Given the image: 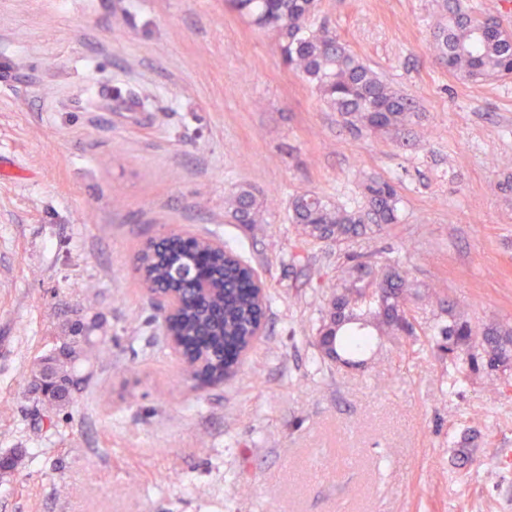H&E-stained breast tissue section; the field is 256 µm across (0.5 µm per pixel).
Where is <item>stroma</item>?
I'll return each mask as SVG.
<instances>
[{"mask_svg": "<svg viewBox=\"0 0 512 512\" xmlns=\"http://www.w3.org/2000/svg\"><path fill=\"white\" fill-rule=\"evenodd\" d=\"M456 6L512 31V0H321L314 24L415 101L372 135L226 0H0V512H512V365L462 371L425 337L353 366L314 345L347 254L399 263L420 327L512 325V77L437 59ZM371 177L397 185V223L296 251L293 194L354 208ZM241 185L265 224L227 223ZM164 225L224 241L270 298L220 386L184 381L133 271ZM91 321L102 354L46 420L34 373Z\"/></svg>", "mask_w": 512, "mask_h": 512, "instance_id": "1", "label": "stroma"}]
</instances>
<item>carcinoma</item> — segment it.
I'll list each match as a JSON object with an SVG mask.
<instances>
[{
	"label": "carcinoma",
	"instance_id": "obj_1",
	"mask_svg": "<svg viewBox=\"0 0 512 512\" xmlns=\"http://www.w3.org/2000/svg\"><path fill=\"white\" fill-rule=\"evenodd\" d=\"M231 9L251 24L273 32L288 66L297 71L319 94L323 103L337 112L357 132L398 133L415 115L411 98L385 83L339 37L325 26L316 27L312 17L317 0H228ZM435 48L448 73L467 81L512 75V31L489 16H474L458 9L448 23L438 27ZM365 206L349 209L315 191L293 195L288 202L296 241L342 245L371 227L398 221V191L394 183L373 179L365 186ZM225 212L236 224H262L265 201L245 186L224 200ZM342 276L328 300L314 340L325 354L347 365V356L369 345L365 329L382 336L417 337L420 331L408 320L407 292L412 287L407 274L395 265L377 266L370 260L345 255ZM197 261L195 250L164 240L148 254H141V279L162 288H181L188 297L176 334L189 344L182 368L185 380L198 383L204 376L224 375V345L249 342L262 304L252 292L255 272L232 250L215 256L213 272L223 281L207 298H198L186 281L173 280L172 272ZM90 329L71 336L61 345L62 355L53 359L54 372L67 394L51 401L45 411L64 407L79 388L74 364L81 345L92 343ZM443 349L459 368L495 370L512 363V328L488 326L475 331L469 321L451 316L440 328Z\"/></svg>",
	"mask_w": 512,
	"mask_h": 512
}]
</instances>
